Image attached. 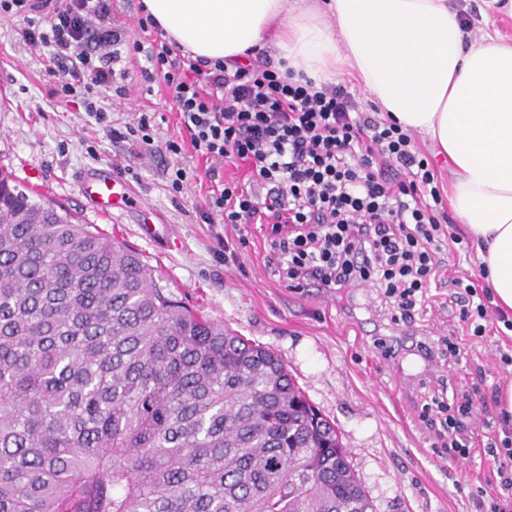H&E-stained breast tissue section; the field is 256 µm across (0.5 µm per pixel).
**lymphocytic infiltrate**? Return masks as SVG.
Here are the masks:
<instances>
[{
    "instance_id": "1",
    "label": "lymphocytic infiltrate",
    "mask_w": 512,
    "mask_h": 512,
    "mask_svg": "<svg viewBox=\"0 0 512 512\" xmlns=\"http://www.w3.org/2000/svg\"><path fill=\"white\" fill-rule=\"evenodd\" d=\"M22 17L25 43L45 48L62 98L94 85L128 93L127 69H116L122 33L108 28V0H0V17ZM145 58L140 84L163 79L185 142L169 140L166 153L190 144L210 177L224 165L244 166L245 180L214 190L204 220L220 216L240 229L271 227L277 272L292 288L334 293L374 288L382 303L413 325L428 291L446 265L448 213L431 163L410 132L369 112L342 85L315 87L270 57L247 61L176 58L156 38L135 43ZM459 319L482 336L492 319L475 282L453 278ZM447 376L424 412H436L455 456L473 448L458 440L460 422L449 412Z\"/></svg>"
}]
</instances>
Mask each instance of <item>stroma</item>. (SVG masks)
<instances>
[{
    "mask_svg": "<svg viewBox=\"0 0 512 512\" xmlns=\"http://www.w3.org/2000/svg\"><path fill=\"white\" fill-rule=\"evenodd\" d=\"M23 26L19 19L0 18V171L12 174L33 201H55L81 223L126 243L174 297L277 354L310 403L340 431L375 512H481L480 502L498 481L489 457H452L423 423V364L412 355L387 358L377 349L376 339L396 327L387 312L375 308L371 289L334 297L287 287L277 273L267 225L249 224L236 235L201 218L211 182L192 149L177 156H129L126 143L113 141L110 128L87 117L81 104L52 95L48 54L25 45ZM136 112L154 114L156 144L177 137L163 83H155L149 95L131 85L128 96L114 104L112 128H123ZM173 165L196 174L179 194L168 185L166 171ZM94 168L110 169L127 182L138 209L105 216L87 206L78 180ZM146 214L157 236H144ZM222 236L228 240L224 255L218 246ZM453 296L447 282L431 288L416 330L433 337L451 333L460 342L462 353L452 369L456 395L474 386L487 395L466 417L468 431L478 438L512 435V423L504 422L492 395L512 379V364L496 357L497 350H512V329L496 322L486 335H468Z\"/></svg>",
    "mask_w": 512,
    "mask_h": 512,
    "instance_id": "stroma-1",
    "label": "stroma"
}]
</instances>
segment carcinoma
<instances>
[{"label": "carcinoma", "mask_w": 512, "mask_h": 512, "mask_svg": "<svg viewBox=\"0 0 512 512\" xmlns=\"http://www.w3.org/2000/svg\"><path fill=\"white\" fill-rule=\"evenodd\" d=\"M0 512H374L270 349L0 173Z\"/></svg>", "instance_id": "1"}]
</instances>
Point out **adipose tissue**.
Returning a JSON list of instances; mask_svg holds the SVG:
<instances>
[{
    "mask_svg": "<svg viewBox=\"0 0 512 512\" xmlns=\"http://www.w3.org/2000/svg\"><path fill=\"white\" fill-rule=\"evenodd\" d=\"M195 58L273 46L315 85L347 75L379 112L422 134L448 165V205L512 312V39L490 15L480 37L448 0H142Z\"/></svg>",
    "mask_w": 512,
    "mask_h": 512,
    "instance_id": "adipose-tissue-1",
    "label": "adipose tissue"
}]
</instances>
